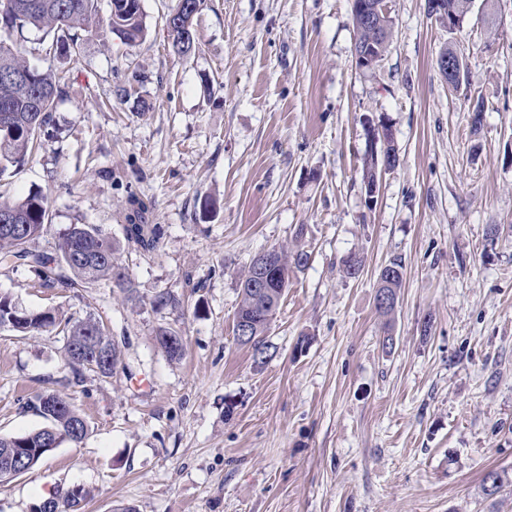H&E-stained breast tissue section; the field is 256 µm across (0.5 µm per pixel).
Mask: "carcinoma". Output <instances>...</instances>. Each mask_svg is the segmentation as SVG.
Returning <instances> with one entry per match:
<instances>
[{
  "instance_id": "carcinoma-1",
  "label": "carcinoma",
  "mask_w": 512,
  "mask_h": 512,
  "mask_svg": "<svg viewBox=\"0 0 512 512\" xmlns=\"http://www.w3.org/2000/svg\"><path fill=\"white\" fill-rule=\"evenodd\" d=\"M201 0H176L166 17L167 36L172 52L189 56L195 51L194 25L186 21L196 16ZM446 17L464 27L472 9V0H441ZM351 20L355 46L375 41L380 57L389 51L393 17L385 18V26L374 31L359 19L356 5H351ZM105 28L126 44L140 41L146 32L145 14L141 0H110L107 20L98 17V0H0V114L7 113V123L0 126V175L10 167L20 165L36 145L41 133L52 123V112L64 96V88L51 72L31 66L15 49L11 36L25 30H35L52 38L49 51L65 62L79 53L78 31H98ZM13 216L17 223L28 226L27 237H16L0 230V269L27 265L43 274L42 286L62 292L79 293L101 280H112L128 297L135 289L122 267L114 263L119 242L106 237L100 228L89 224H71L62 234L57 253L48 254L35 247V241L51 223L47 196L33 195L21 200H0V216ZM163 236L159 224H126L124 240L144 253L153 252ZM281 265L278 267L281 287L267 295H257L248 286L250 270L239 277L240 301L236 316L251 319L256 327L248 341L252 349L268 350V315H274L288 289L293 269L306 265L308 253L302 249L278 248ZM364 268V258L350 253L342 260L346 278H357ZM404 266L399 258L392 259L380 273L377 291L399 296ZM8 330L26 333L56 326L54 311H28L18 307L7 296L0 295V325ZM66 341V360L74 378L81 382L84 374L94 373L108 378L122 366V350L103 319L89 314L60 329ZM157 343L170 359L183 355L182 336L172 328H163ZM32 408L47 421L37 431L21 436L0 435V482L4 481L7 457L14 453L26 456V469H32L48 452V442H81L87 435L86 420L66 400L55 395L39 396ZM509 483L505 471L491 469L482 479V491L488 498L499 494Z\"/></svg>"
}]
</instances>
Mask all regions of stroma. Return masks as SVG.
<instances>
[{"label": "stroma", "mask_w": 512, "mask_h": 512, "mask_svg": "<svg viewBox=\"0 0 512 512\" xmlns=\"http://www.w3.org/2000/svg\"><path fill=\"white\" fill-rule=\"evenodd\" d=\"M392 4L372 73L353 64L350 0H202L186 58L165 29L175 0H143L136 45L83 35L54 137L0 175V196H48V253L72 224L122 238L134 198L164 235L153 254L117 255L132 301L109 280L78 297L39 287L28 266L0 269V294L100 314L124 343L123 368L78 382L63 336L0 330V434L43 427L30 404L44 393L90 426L0 482V512H40L75 488L90 492L79 512H512V486L482 492L487 470L512 474V0H474L455 34L425 0ZM446 47L465 59L457 90L435 66ZM367 117L400 152L371 201ZM294 243L311 259L261 364L234 340L237 280ZM352 252L364 269L348 279ZM396 257L387 323L374 295ZM162 293L175 304L154 306ZM162 327L181 332V359L157 348ZM403 270L404 266L401 258H394L385 265L379 273L378 287L374 297V303L375 299L378 297V293L381 291L388 292L393 299L391 306L385 309H382L377 303H375L376 311L382 317H390L395 311L394 299L399 296L402 288L404 277ZM397 271H399V274L390 277V273H396Z\"/></svg>", "instance_id": "1"}]
</instances>
